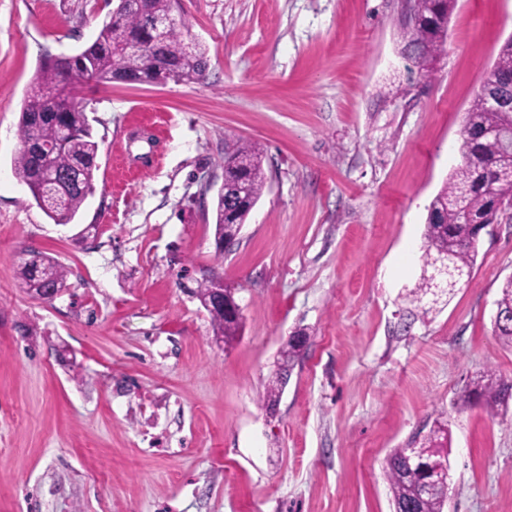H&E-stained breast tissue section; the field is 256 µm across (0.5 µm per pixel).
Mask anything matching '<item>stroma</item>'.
I'll return each mask as SVG.
<instances>
[{
	"label": "stroma",
	"instance_id": "stroma-1",
	"mask_svg": "<svg viewBox=\"0 0 512 512\" xmlns=\"http://www.w3.org/2000/svg\"><path fill=\"white\" fill-rule=\"evenodd\" d=\"M116 5L0 0V512H392L387 456L438 422L444 512H512V406L459 401L485 368L512 380L494 329L512 215L450 299L406 298L512 0H457L428 79L403 53L402 0H180L206 80L75 85L99 169L56 224L13 171L19 112L44 53L78 52ZM239 140L263 148L267 183L220 254ZM32 252L68 270L53 301L15 276ZM209 278L241 306L229 347L194 295ZM307 337L306 332L300 330L288 340L287 349L282 351L281 359L277 362V367L269 377L266 385L262 398L263 406L266 410L273 407L280 397L282 389L288 380V375L293 369L295 359L300 355L302 346L299 340L307 339Z\"/></svg>",
	"mask_w": 512,
	"mask_h": 512
}]
</instances>
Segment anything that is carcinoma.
<instances>
[{
  "label": "carcinoma",
  "mask_w": 512,
  "mask_h": 512,
  "mask_svg": "<svg viewBox=\"0 0 512 512\" xmlns=\"http://www.w3.org/2000/svg\"><path fill=\"white\" fill-rule=\"evenodd\" d=\"M457 0H419L418 20L405 23V52L422 63L423 76H430L428 63L446 51L448 20ZM177 8V0H120L117 9L104 21L96 38L74 55L45 54L33 86L24 101L19 120L20 147L14 157L16 175L27 185L43 212L56 224L71 223L93 189L99 145L86 113L75 98L61 99L58 91L77 82L108 84L118 80L149 82L160 73L170 74L176 83H192L206 78V49L191 39L185 23L169 27L158 47L152 44L154 23ZM139 47L129 49L126 43ZM512 88V37L499 48L493 65L482 78L480 92L465 113L462 164L450 175L433 198L425 230V263L448 260L452 270L472 273L477 250L470 246L475 224H496L498 203L512 199V171L500 168L504 144L481 136L492 126L508 121V114L485 109L489 91ZM66 141L54 154V168L61 183L48 185L39 178V158L26 148L32 137L46 145H56L63 132ZM264 152L259 144L238 141L224 161V188L218 191L215 207V239H238L241 229L263 194L266 177ZM22 287L38 299L53 290L67 287V269L47 255L36 254L16 270ZM219 281L198 284L195 296L208 312L213 336L229 344L238 336L241 315L229 316L215 303ZM298 331L288 340L277 367L268 379L262 398L267 409L277 402L288 375L299 357ZM507 381L488 369L473 379L468 397L493 411L505 407ZM448 427L439 424L428 438L410 448H396L387 458L386 476L392 500L412 504L416 512H443L448 499Z\"/></svg>",
  "instance_id": "carcinoma-1"
}]
</instances>
